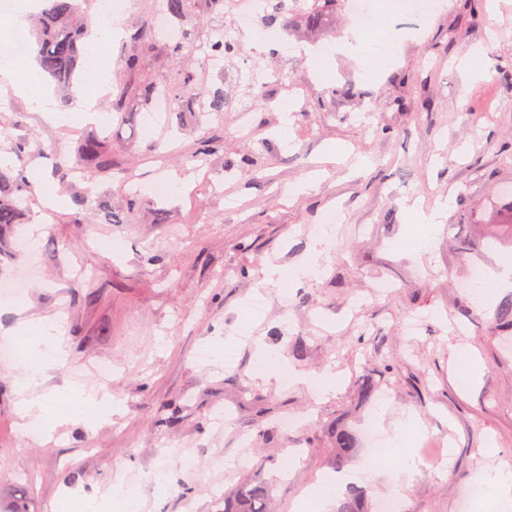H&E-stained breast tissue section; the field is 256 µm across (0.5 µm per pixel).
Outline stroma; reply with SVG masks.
Wrapping results in <instances>:
<instances>
[{"label": "stroma", "instance_id": "obj_1", "mask_svg": "<svg viewBox=\"0 0 512 512\" xmlns=\"http://www.w3.org/2000/svg\"><path fill=\"white\" fill-rule=\"evenodd\" d=\"M384 17L392 49L370 68L345 45L354 0H337L321 30L284 29L277 52L241 37L217 72L202 45L170 56L160 31L136 75L110 46L102 107L172 68L228 97L203 124L191 112L152 120L136 99L105 122L73 111L56 126L0 79V152L31 140L11 166L44 169L58 195L85 200L82 223L59 214L40 224L32 193L18 202L21 223L0 225V282L28 277L25 312L0 308V347L21 317H61L69 357L48 370L42 393L75 383L123 406L95 426L30 440L17 365L0 361V512H72V494L108 497L121 480L141 484L138 512H223L241 480L276 474L273 512H292L334 474L339 424L377 438L405 430L411 448L434 458L408 481L367 482L369 505L395 493L403 512H493L468 500L467 487L478 471L512 464V332L497 326L495 300L473 299L471 271L499 278L500 260L512 257V244L485 246L494 225L512 222V0L493 10L444 0L422 27L389 0ZM469 54L486 78L455 68ZM270 72L279 75L270 103L255 107L246 79ZM94 133L112 171L89 182L72 165ZM207 139L220 150L196 157ZM139 181L175 192L129 198ZM442 202L447 214L428 231L419 217ZM106 207L125 222L101 223ZM330 211L340 218L319 254ZM29 234L33 251L17 249ZM270 262L320 271L270 284ZM382 280L393 288L380 295ZM462 351L481 370L469 388ZM265 356L300 374L340 373L342 385L323 400L279 386L257 374ZM106 361L117 369L105 380L92 367ZM365 379L377 387L369 402ZM163 413L173 416L164 427ZM288 416L300 426L267 441L264 430ZM184 454L194 470L181 467Z\"/></svg>", "mask_w": 512, "mask_h": 512}]
</instances>
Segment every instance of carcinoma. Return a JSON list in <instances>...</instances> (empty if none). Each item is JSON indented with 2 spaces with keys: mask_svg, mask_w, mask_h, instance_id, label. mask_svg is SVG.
<instances>
[{
  "mask_svg": "<svg viewBox=\"0 0 512 512\" xmlns=\"http://www.w3.org/2000/svg\"><path fill=\"white\" fill-rule=\"evenodd\" d=\"M31 29L32 50L36 54L40 74L50 77L60 84L64 93L59 105L69 108L73 102V79L80 64L84 38L92 26V16L85 14L82 5L88 0H45ZM336 0H313L311 11L305 23L316 26L321 22L325 8ZM166 11L174 22L180 25L179 35L170 42L171 52L178 56L182 51L195 45L200 39L201 22L192 8V0H166ZM267 24L293 23L291 13L282 0H267L264 8ZM130 49L121 56L123 68L130 74L138 72L148 56L153 52L151 31L137 27L130 34ZM211 52L233 56L239 50L238 40L223 37L209 45ZM174 92L178 107L182 112H192L199 92L191 75L170 70L158 75L149 94ZM79 163L88 180L104 174L109 166L106 146L96 137L84 139L79 146ZM31 185L19 169L5 171L0 168V224L20 223L17 199L29 193ZM356 434L346 428H336V462L344 464L357 451ZM273 485L270 482H250L240 485L233 493L224 497V512H272L271 497ZM364 490L348 492L336 503V512H363Z\"/></svg>",
  "mask_w": 512,
  "mask_h": 512,
  "instance_id": "1",
  "label": "carcinoma"
}]
</instances>
